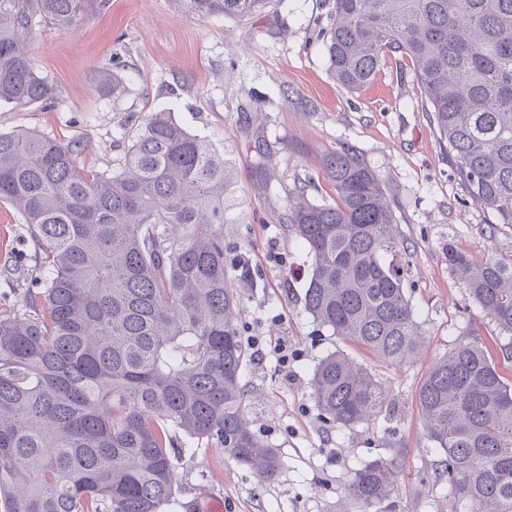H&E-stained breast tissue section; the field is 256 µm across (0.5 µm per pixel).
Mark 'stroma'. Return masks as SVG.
Here are the masks:
<instances>
[{
  "label": "stroma",
  "mask_w": 512,
  "mask_h": 512,
  "mask_svg": "<svg viewBox=\"0 0 512 512\" xmlns=\"http://www.w3.org/2000/svg\"><path fill=\"white\" fill-rule=\"evenodd\" d=\"M333 4L265 0L248 16L204 18L191 0H89L77 26L37 27L27 43L55 107L0 102V132L28 128L79 142L80 163L100 171L115 169L141 118L158 111L173 113L236 161L239 221L225 225L224 242L242 251L251 270L239 284L238 325L250 354L241 379L252 430L274 446L279 469L260 487L221 450L185 456L180 497L195 512L211 503L224 512H343L355 472L395 450L399 473L388 512H453L447 484L430 480L438 456L422 428L417 391L438 358L473 336L493 346L494 362L512 384V360L494 346L499 329L482 317L445 254L451 242L476 258L511 260L512 226L496 223L470 198L434 132L410 60L386 57L357 91L332 78L321 33ZM105 68L124 78L125 95L97 90ZM342 147L379 178L409 255L404 287L426 337L410 363L393 365L344 343L304 309L311 259L277 216L301 186L313 202L335 199L321 159ZM260 149L275 174L264 193L252 180ZM33 252L21 215L0 201V318L20 308ZM280 342L291 355L285 367L273 354ZM341 348L388 394L375 419L351 429L325 424L311 389L315 366Z\"/></svg>",
  "instance_id": "1"
}]
</instances>
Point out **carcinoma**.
Wrapping results in <instances>:
<instances>
[{"label":"carcinoma","instance_id":"carcinoma-1","mask_svg":"<svg viewBox=\"0 0 512 512\" xmlns=\"http://www.w3.org/2000/svg\"><path fill=\"white\" fill-rule=\"evenodd\" d=\"M204 17H243L262 0H193ZM86 0H0V101L54 104L27 56L43 22L79 23ZM336 81L357 90L390 54L412 62L472 198L512 224V0H335L323 34ZM99 89L125 91L115 73ZM77 142L0 132V200L35 243V275L0 318V512H178V469L217 448L262 485L273 446L257 440L240 383L247 362L241 296L224 246L236 163L169 112L143 118L119 167L79 165ZM336 191L300 189L279 216L311 258L305 309L322 327L401 365L424 344L404 292L392 212L375 173L351 149L328 152ZM483 317L512 337V261L473 259L447 244ZM323 420L353 428L379 414L383 385L343 350L312 376ZM442 455L454 512H512V384L480 341H462L417 393ZM396 458L360 468L347 502L381 512Z\"/></svg>","mask_w":512,"mask_h":512}]
</instances>
